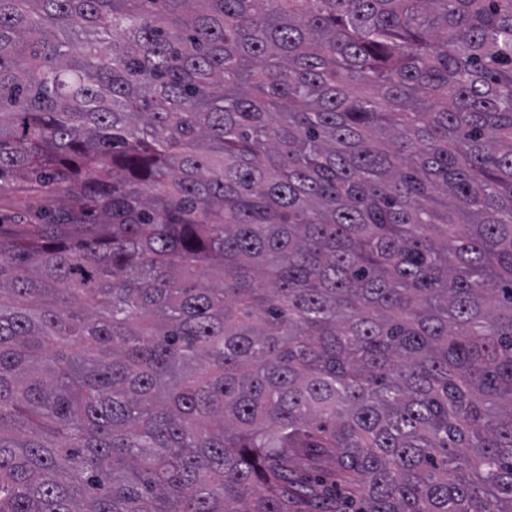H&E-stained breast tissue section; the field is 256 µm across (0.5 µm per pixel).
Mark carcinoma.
<instances>
[{"instance_id":"carcinoma-1","label":"carcinoma","mask_w":512,"mask_h":512,"mask_svg":"<svg viewBox=\"0 0 512 512\" xmlns=\"http://www.w3.org/2000/svg\"><path fill=\"white\" fill-rule=\"evenodd\" d=\"M0 512H512V0H0ZM12 206L9 208V212H4L8 216H22L29 217V215H33L34 213H38L45 209H54L58 208L61 204L59 202L60 198L50 199L45 198L38 194H27V195H15L9 194Z\"/></svg>"}]
</instances>
